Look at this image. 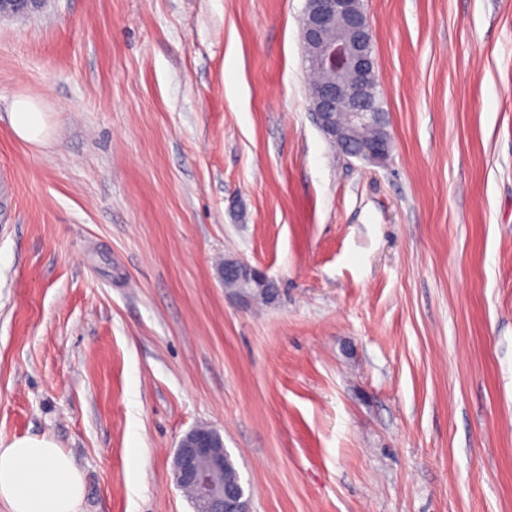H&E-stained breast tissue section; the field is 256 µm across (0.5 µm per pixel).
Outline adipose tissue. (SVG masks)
<instances>
[{
  "label": "adipose tissue",
  "mask_w": 512,
  "mask_h": 512,
  "mask_svg": "<svg viewBox=\"0 0 512 512\" xmlns=\"http://www.w3.org/2000/svg\"><path fill=\"white\" fill-rule=\"evenodd\" d=\"M11 124L16 136L39 144L50 135L35 100L15 98ZM84 487L71 455L50 439L22 437L0 445V501L9 512H80Z\"/></svg>",
  "instance_id": "adipose-tissue-1"
}]
</instances>
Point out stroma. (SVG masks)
I'll use <instances>...</instances> for the list:
<instances>
[{
	"mask_svg": "<svg viewBox=\"0 0 512 512\" xmlns=\"http://www.w3.org/2000/svg\"><path fill=\"white\" fill-rule=\"evenodd\" d=\"M364 5L382 167L313 118L306 0L0 18V442L52 438L80 512H193L203 425L251 512H512V0ZM46 112L29 97H18L11 104V124L16 136L28 143L39 144L50 135ZM229 276L238 280L237 292L244 297L261 293L269 298L272 293L271 288H275L274 283L262 269L251 265L241 257L224 258V265L220 269V277L224 281V277L226 279Z\"/></svg>",
	"mask_w": 512,
	"mask_h": 512,
	"instance_id": "stroma-1",
	"label": "stroma"
}]
</instances>
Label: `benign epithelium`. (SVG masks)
Segmentation results:
<instances>
[{"label":"benign epithelium","instance_id":"benign-epithelium-1","mask_svg":"<svg viewBox=\"0 0 512 512\" xmlns=\"http://www.w3.org/2000/svg\"><path fill=\"white\" fill-rule=\"evenodd\" d=\"M46 0H0V17L28 15ZM340 19L344 33L329 40L324 31ZM372 27L361 0H307L301 21L304 46L314 49L311 66L323 74L312 97V112L326 137L345 147L352 133L362 126L381 124V113L373 105L377 87L368 83L374 67L370 44ZM386 144L365 147L357 156L372 164L387 159ZM239 282L237 292L250 297L271 296L274 283L266 273L241 257L224 259L220 277ZM172 473L177 487L192 491L194 512H245L242 483L224 481V440L214 429L196 427L179 441Z\"/></svg>","mask_w":512,"mask_h":512}]
</instances>
